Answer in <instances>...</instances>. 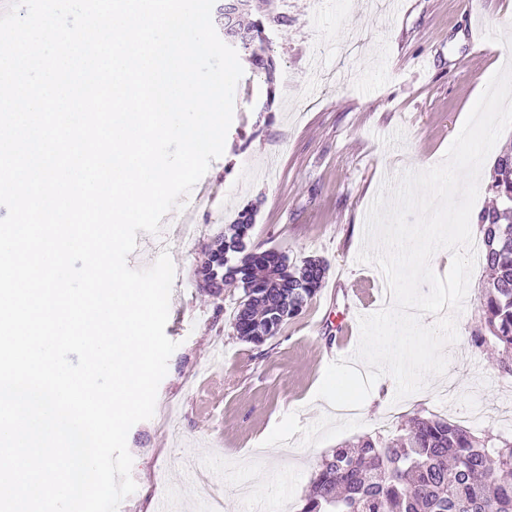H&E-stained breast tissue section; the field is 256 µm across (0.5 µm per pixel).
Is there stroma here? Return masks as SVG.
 Here are the masks:
<instances>
[{"instance_id":"stroma-1","label":"stroma","mask_w":512,"mask_h":512,"mask_svg":"<svg viewBox=\"0 0 512 512\" xmlns=\"http://www.w3.org/2000/svg\"><path fill=\"white\" fill-rule=\"evenodd\" d=\"M275 9L288 18L266 31L275 83L244 65L224 153L200 180L211 205L169 212L159 234L138 233L128 257L145 269L168 250L176 276L165 333L178 347L157 414L129 431L137 489L119 512H155L163 498L197 512L201 473L224 512H300L325 454L360 436L397 435L413 414L465 425L476 403L485 414L477 435L512 436V376L469 344L481 316L479 264L436 383L397 402L394 380L378 382L360 408L342 412L315 397L354 314V289L374 280L371 311L388 304L379 268L357 260L368 208L384 180L442 161L481 82L502 66L490 41L471 47L469 25L479 20L505 39L512 0H398L380 11L368 0H275ZM247 205L252 243L329 263L303 313L259 347L231 328L238 291L210 295L195 276Z\"/></svg>"}]
</instances>
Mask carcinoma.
Wrapping results in <instances>:
<instances>
[{
    "instance_id": "1",
    "label": "carcinoma",
    "mask_w": 512,
    "mask_h": 512,
    "mask_svg": "<svg viewBox=\"0 0 512 512\" xmlns=\"http://www.w3.org/2000/svg\"><path fill=\"white\" fill-rule=\"evenodd\" d=\"M262 21L240 46L272 79L273 57L260 45ZM487 190L495 205L474 224L482 235L488 278L481 294L484 329L471 334L479 350L496 349L498 369L512 375V148L497 157ZM253 209L224 225L197 269L212 295L242 290L232 317L236 336L255 346L275 337L321 288L327 262L250 244ZM301 512H512V439L493 441L437 415H415L392 439L362 436L325 455Z\"/></svg>"
}]
</instances>
